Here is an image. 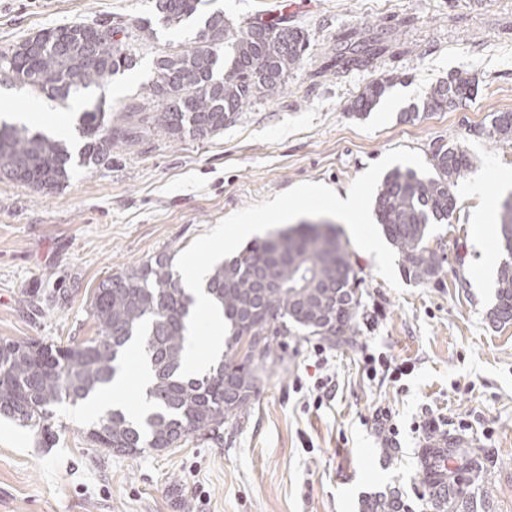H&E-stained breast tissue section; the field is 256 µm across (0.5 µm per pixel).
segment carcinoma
<instances>
[{
    "label": "carcinoma",
    "instance_id": "obj_1",
    "mask_svg": "<svg viewBox=\"0 0 512 512\" xmlns=\"http://www.w3.org/2000/svg\"><path fill=\"white\" fill-rule=\"evenodd\" d=\"M199 6L200 0H156L159 21L167 28L198 26L189 46L171 48L156 61L149 95L162 102L163 111L154 113L137 102L126 104L125 114L109 116L105 101L89 106L79 117L80 165L112 162V152L142 140L149 124L172 139L218 133L252 100L284 92L288 75L304 58L303 31L286 21H249L238 29L224 12L202 13ZM129 42L122 24L111 36L98 33L94 23L49 27L1 52L0 74L64 105L72 91L133 70L137 55ZM382 52L379 36L363 37L351 51L336 53L335 64L364 67ZM391 83L385 77L368 84L349 111L368 114ZM470 89V78L455 74L426 92L422 111L450 108ZM481 133L511 139L512 112L494 113ZM71 164L65 142L24 124L0 122V175L6 179L54 192L69 179ZM473 165L465 150L440 147L432 154L430 173L395 168L382 178L373 210L401 256L405 279L440 280L446 256L431 246L432 226L453 217V187ZM497 218L502 260L487 318L506 325L512 322V194L501 201ZM205 291L227 324L224 358L205 373L180 374L195 300L183 288L171 255L161 253L99 284L91 300L96 335L65 346L0 339V416L36 431L48 443L54 438L50 419L55 407L85 401L106 388L136 340L152 372L147 389L151 412L134 421L120 409L103 411L87 428V438L121 456L179 448L195 436H217L249 405L257 373L276 362L282 338L316 336L330 345H348L360 334L362 292L347 244L329 224H299L250 242L212 268ZM429 442L432 446L420 451L419 466L432 512H479L483 502L470 487L484 469V458L434 431ZM363 512L409 510L390 491L365 500Z\"/></svg>",
    "mask_w": 512,
    "mask_h": 512
}]
</instances>
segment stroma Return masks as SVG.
Returning a JSON list of instances; mask_svg holds the SVG:
<instances>
[{"instance_id":"1","label":"stroma","mask_w":512,"mask_h":512,"mask_svg":"<svg viewBox=\"0 0 512 512\" xmlns=\"http://www.w3.org/2000/svg\"><path fill=\"white\" fill-rule=\"evenodd\" d=\"M200 9L223 11L237 27L287 19L307 38L301 66L282 95L252 101L221 133L179 141L154 133L113 152L111 163L74 168L53 193L0 181V339L93 335L90 300L105 278L179 255L225 217L298 184L347 192L398 147L427 161L455 145L474 160L453 189L451 222L432 230V246L447 257L441 280L392 288L372 255L350 247L362 291L353 345L288 337L238 423L215 439L127 457L88 440L97 411L87 401L55 409L50 448L0 418V512H361L363 500L393 490L410 512H431L418 450L433 422L479 445L485 466L474 488L487 491L489 512H512V324L487 318L499 228L474 218L483 199L512 194L498 180L512 171V140L481 133L493 113L512 112V0H202ZM145 18L156 34L135 37L137 68L77 94L117 111L148 101L157 58L197 32L165 28L153 0H0V52L44 28L117 21L133 29ZM350 29L387 36L393 48L366 68L320 72ZM459 72L471 80L465 98L405 119L426 90ZM388 76L379 104L352 115L350 101ZM0 101V119L24 115L44 132L58 122L78 142L77 109L7 81ZM477 183L479 197L470 192ZM379 355L403 375L370 374L366 359ZM380 407L392 411L395 441L373 418Z\"/></svg>"}]
</instances>
